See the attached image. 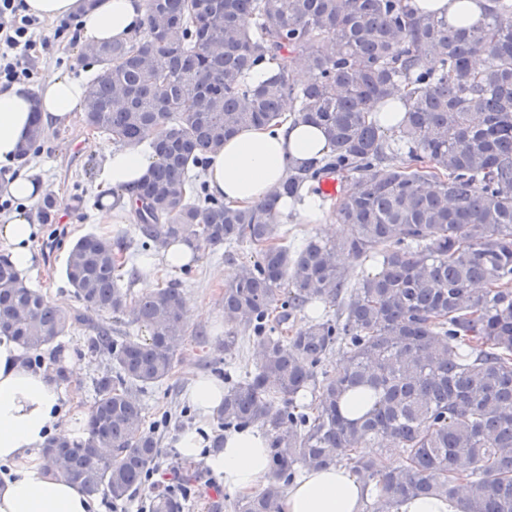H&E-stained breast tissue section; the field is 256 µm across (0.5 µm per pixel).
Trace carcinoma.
Segmentation results:
<instances>
[{
	"label": "carcinoma",
	"instance_id": "obj_1",
	"mask_svg": "<svg viewBox=\"0 0 512 512\" xmlns=\"http://www.w3.org/2000/svg\"><path fill=\"white\" fill-rule=\"evenodd\" d=\"M81 56L100 66L85 126L124 147L153 130L157 162L133 203L135 237L89 233L68 253L74 295L110 325L49 300L0 255V334L39 362L83 326L88 349L110 361L94 380L88 440L50 437L46 467L116 505L142 489L158 440L132 391L170 376L185 310L179 279L128 305L122 281L138 270L124 267L131 251L179 239L212 250L244 242L255 259L224 285V353L244 335L260 359L224 371L216 421L264 430L269 474L258 494L213 499L209 512H280L298 469L335 465L369 488L374 512L421 495L457 512H512V0H489L467 27L420 15L409 0H147L144 34L87 44ZM297 57L309 70L301 86L289 78ZM428 59L436 66L423 67ZM269 61L277 73L252 78ZM400 93L406 113L388 136L377 113ZM289 115L319 125L330 151L257 205L206 192L209 154L243 127ZM330 176L353 182L329 203L351 236L291 247L279 201L317 194ZM343 256L381 271L360 278ZM314 302L336 313L284 328ZM338 345L344 362L318 370ZM309 390L314 404H296ZM356 394L374 404L349 417L343 405ZM380 439L404 449L401 463L359 452ZM194 480L189 468L176 473V487L151 494L150 512H184Z\"/></svg>",
	"mask_w": 512,
	"mask_h": 512
}]
</instances>
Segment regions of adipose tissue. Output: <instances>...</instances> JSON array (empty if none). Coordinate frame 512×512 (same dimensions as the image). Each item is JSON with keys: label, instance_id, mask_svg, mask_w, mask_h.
Segmentation results:
<instances>
[{"label": "adipose tissue", "instance_id": "1", "mask_svg": "<svg viewBox=\"0 0 512 512\" xmlns=\"http://www.w3.org/2000/svg\"><path fill=\"white\" fill-rule=\"evenodd\" d=\"M26 5L29 13L41 18L76 17L80 39L86 43L130 38L141 30L146 14V0H96L92 5L87 0H26ZM83 101L82 83L60 72L33 92L20 85L0 89V164L14 163L33 124L47 130L66 122ZM327 151L320 128L308 123L248 127L210 154L205 179L210 192L226 203L255 205L280 185L292 167ZM155 162L148 150L104 148L99 180L121 199L98 208L97 223L123 221L138 183ZM35 176V170L23 169L6 185L5 195L18 206L0 215V245L22 270L32 264V246L40 232L30 218V208L44 190ZM186 398L195 411L196 425L178 437L176 446L182 455L203 461L221 476L224 487L254 493L269 469L265 436L256 429L231 432L224 437L222 451L208 452L209 421L224 400V383L212 376L196 377ZM54 435L72 444L85 442V413L65 409L55 384L44 372L28 366L14 341L1 337L0 512H95L94 498L45 467L40 451ZM366 496L348 468L307 470L289 485L280 508L281 512H363Z\"/></svg>", "mask_w": 512, "mask_h": 512}]
</instances>
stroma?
<instances>
[{
  "instance_id": "obj_1",
  "label": "stroma",
  "mask_w": 512,
  "mask_h": 512,
  "mask_svg": "<svg viewBox=\"0 0 512 512\" xmlns=\"http://www.w3.org/2000/svg\"><path fill=\"white\" fill-rule=\"evenodd\" d=\"M55 28V22L45 21L42 35L50 43L38 51L33 62L32 87H39L58 72L85 82L95 70L92 63L81 57L78 25H71L68 33L60 38L55 37ZM109 142L108 136L87 129L81 113L76 112L69 123L48 131L27 158L28 165L37 169L53 206L48 211L39 205L33 209L41 232L34 243L33 262L25 277L48 299L76 310L82 304L64 274L71 245L88 233L110 238L133 231L129 223L104 228L93 221L95 210L102 204V187L98 181L102 148ZM236 269V263L225 259L223 250L203 247L190 273L168 267L153 271L152 279L158 285L171 278L182 280L189 335L179 347L172 376L137 395L145 408L144 423L155 426L158 438V464L148 479L149 488L171 483L184 462L176 441L182 429L195 424V412L185 398L191 379L209 374L208 363L213 359L240 366H252L257 361V346L246 338L234 356L224 354V285L234 277ZM85 336L84 329L79 328L45 349L43 365L48 370L58 362L69 367V380L60 386L63 402L77 404L87 411L94 402L93 382L106 369L107 361L88 350ZM167 414L176 415L177 420L161 426L160 419ZM149 488L119 509L113 508L109 498L99 497L98 502L102 512H145Z\"/></svg>"
}]
</instances>
